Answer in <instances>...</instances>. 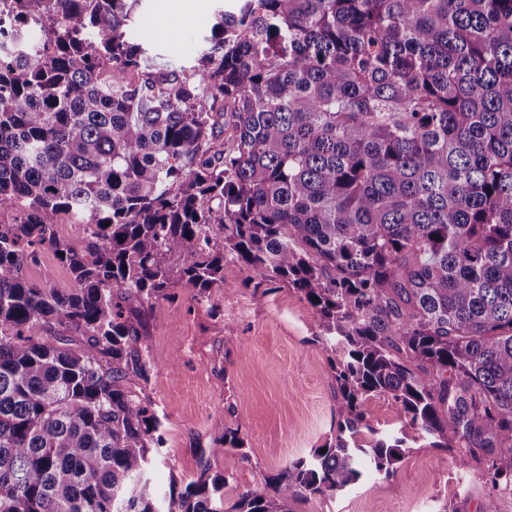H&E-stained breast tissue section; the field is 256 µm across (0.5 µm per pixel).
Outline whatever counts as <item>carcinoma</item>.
Returning a JSON list of instances; mask_svg holds the SVG:
<instances>
[{"label":"carcinoma","mask_w":512,"mask_h":512,"mask_svg":"<svg viewBox=\"0 0 512 512\" xmlns=\"http://www.w3.org/2000/svg\"><path fill=\"white\" fill-rule=\"evenodd\" d=\"M141 2L0 0V512H290L420 443L511 494L512 0H238L188 70L144 65ZM43 248L74 288L24 277ZM227 264L315 310L338 392L336 441L228 511L231 427L153 485L154 364L112 294L204 298ZM367 421L380 433L395 432L401 426L399 407L385 396H375L367 403Z\"/></svg>","instance_id":"carcinoma-1"}]
</instances>
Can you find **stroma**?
<instances>
[{
  "label": "stroma",
  "instance_id": "1",
  "mask_svg": "<svg viewBox=\"0 0 512 512\" xmlns=\"http://www.w3.org/2000/svg\"><path fill=\"white\" fill-rule=\"evenodd\" d=\"M227 0H199L183 12L173 0H142L130 37L146 48L149 65L192 67ZM141 346L155 370L137 388L160 418L165 443L154 449L152 482L184 489L197 458L218 428L239 429L243 451L225 452L218 470L230 474L225 505L238 491L263 489L266 477L310 455L337 430L335 355L320 339L319 318L281 282L254 288L240 266L197 300L171 296L140 306ZM455 449L409 448L392 476L367 472L333 497L294 503L293 512H481L494 493L482 464L460 469Z\"/></svg>",
  "mask_w": 512,
  "mask_h": 512
}]
</instances>
